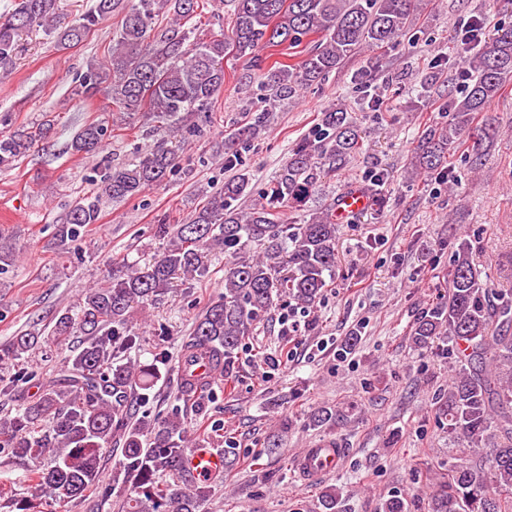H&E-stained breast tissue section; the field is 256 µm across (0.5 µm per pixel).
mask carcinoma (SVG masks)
Here are the masks:
<instances>
[{
  "instance_id": "cac0c4a2",
  "label": "carcinoma",
  "mask_w": 512,
  "mask_h": 512,
  "mask_svg": "<svg viewBox=\"0 0 512 512\" xmlns=\"http://www.w3.org/2000/svg\"><path fill=\"white\" fill-rule=\"evenodd\" d=\"M61 0H17L0 14V68L13 63L22 35L34 28L55 33L59 42L76 45L86 33L115 12L121 0H93V7L69 23ZM233 16L222 33L193 41L191 21L212 0H136L125 10L112 38L108 59L91 60L72 89L77 100L102 94L125 114L146 112L171 127H185L208 107L224 84V58L241 59L260 71L271 106L318 86L344 61L365 48L396 45L426 0H233ZM172 17L169 34L150 38L157 17ZM279 48L295 64L276 61L263 67L259 51ZM465 68L474 72L464 95L448 104L450 118L426 130L412 172H440L448 151L464 136L490 140L473 132L475 114L484 111L512 80V25L497 28L478 48H461ZM265 115L239 126L224 141V168L237 170L224 191L211 196L186 224L156 225L169 238L150 262L126 265L109 274L103 287L89 289L77 310L56 318L50 341L65 342L80 330L81 345L65 358L59 379L13 416L0 418V454L34 462L22 475L31 495L16 499V512H41L42 498L65 504L85 497L100 482L103 454L112 439L123 440L119 472L128 484L125 512H199L209 486L196 479L188 464L193 451L184 421L175 413L163 421L132 420L131 390L151 389L161 378L166 353L149 363L122 362L136 347L131 313L145 309L172 289L174 280L204 278L209 254L224 250V295L195 321L181 345L176 366L181 394L189 401L213 395L203 363L216 372L230 366L243 339L286 296L307 307L316 302L336 271V223L331 203L302 224L285 219L318 191L325 175L345 166L360 149V130L342 107L323 112L315 137L291 149L288 161L257 202L246 211L239 201L250 193L251 174L238 146L257 138ZM51 130L0 136V169H8ZM107 129L90 123L72 139L71 150L89 156L102 146ZM178 150L161 140L138 161L105 173L97 191L78 202L57 226L58 247L83 237L98 221L106 197L123 201L161 185L178 164ZM501 299L494 305L492 297ZM448 337L455 369L443 411L448 436L456 445V462L448 482L434 496L432 512H512V289L489 288L473 265L469 245L461 240L452 252L446 294L421 315L412 329L419 348ZM41 334L24 331L0 347V365L29 356ZM32 374L18 371L0 378V395L11 397ZM50 456V464L37 461ZM172 477L176 484H165Z\"/></svg>"
}]
</instances>
